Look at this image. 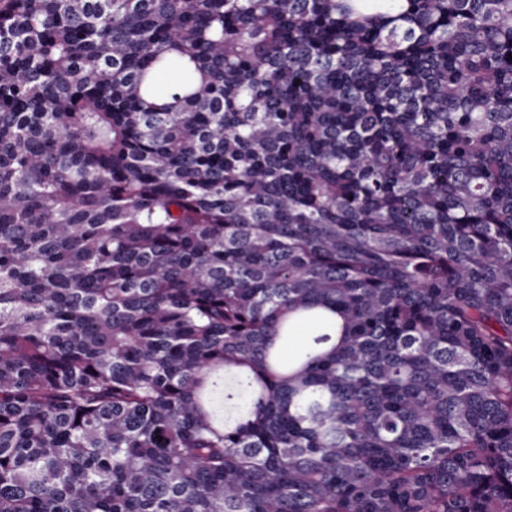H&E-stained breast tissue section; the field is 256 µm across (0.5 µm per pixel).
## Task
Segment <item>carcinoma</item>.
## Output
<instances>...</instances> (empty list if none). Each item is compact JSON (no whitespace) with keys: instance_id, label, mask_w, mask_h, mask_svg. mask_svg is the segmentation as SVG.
Listing matches in <instances>:
<instances>
[{"instance_id":"obj_1","label":"carcinoma","mask_w":512,"mask_h":512,"mask_svg":"<svg viewBox=\"0 0 512 512\" xmlns=\"http://www.w3.org/2000/svg\"><path fill=\"white\" fill-rule=\"evenodd\" d=\"M0 512H512V0H0Z\"/></svg>"}]
</instances>
